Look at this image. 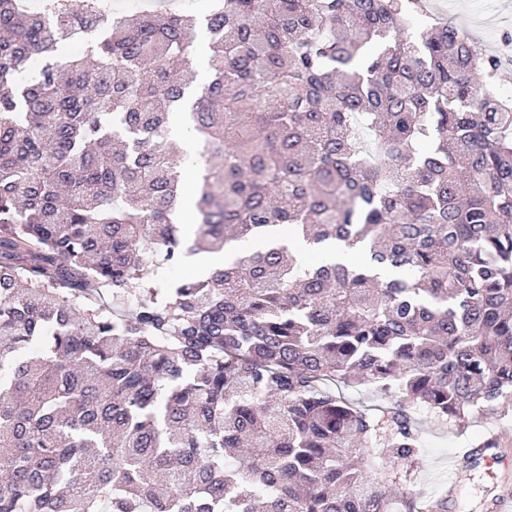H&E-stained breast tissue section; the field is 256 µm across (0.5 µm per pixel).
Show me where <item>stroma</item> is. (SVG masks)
Listing matches in <instances>:
<instances>
[{"instance_id":"1","label":"stroma","mask_w":512,"mask_h":512,"mask_svg":"<svg viewBox=\"0 0 512 512\" xmlns=\"http://www.w3.org/2000/svg\"><path fill=\"white\" fill-rule=\"evenodd\" d=\"M430 16L451 22L474 39L484 53L504 56L505 35L512 34V0H425ZM421 454L398 496L417 499L420 512H501L512 505V402L497 416H473L468 428L441 427L426 414L417 417ZM490 436L492 465L466 467L465 450Z\"/></svg>"}]
</instances>
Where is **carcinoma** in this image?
<instances>
[{
    "label": "carcinoma",
    "instance_id": "1",
    "mask_svg": "<svg viewBox=\"0 0 512 512\" xmlns=\"http://www.w3.org/2000/svg\"><path fill=\"white\" fill-rule=\"evenodd\" d=\"M421 7L0 0V512H395L373 449L413 463L409 407L463 429L512 401V106L456 26L390 39Z\"/></svg>",
    "mask_w": 512,
    "mask_h": 512
}]
</instances>
